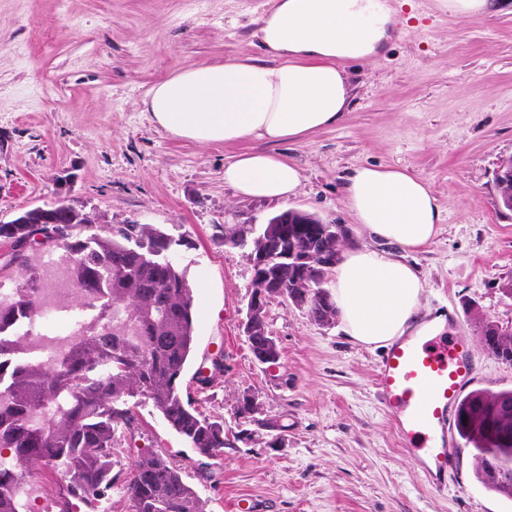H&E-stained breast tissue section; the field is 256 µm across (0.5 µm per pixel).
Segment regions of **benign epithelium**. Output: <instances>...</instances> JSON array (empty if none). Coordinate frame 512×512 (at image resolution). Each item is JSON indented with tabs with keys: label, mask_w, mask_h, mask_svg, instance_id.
Returning a JSON list of instances; mask_svg holds the SVG:
<instances>
[{
	"label": "benign epithelium",
	"mask_w": 512,
	"mask_h": 512,
	"mask_svg": "<svg viewBox=\"0 0 512 512\" xmlns=\"http://www.w3.org/2000/svg\"><path fill=\"white\" fill-rule=\"evenodd\" d=\"M498 198L512 209V155L501 160L495 175ZM303 214L298 209H290L269 220L274 225L268 236L262 235V229L255 224H239L237 241L239 246H250L249 261L252 267V293L247 305L242 330L246 336L264 337V348L259 353L258 363L272 364L279 360L280 350L276 340L267 330L264 318L267 302L271 298L288 299V281L295 285L321 289L325 313L318 320L321 326L335 323L333 298L324 288L328 271L333 268L339 256V248L323 249L321 239L329 234V229L321 228L312 232L310 249L300 251L296 248L288 232L281 228L283 224H317L319 220L310 216L304 220L297 219ZM484 331L491 332L499 340H490L485 345L486 351L502 363H509L512 356V339L500 336L496 325L484 326ZM489 475L505 486L512 487V459L500 457L488 468Z\"/></svg>",
	"instance_id": "obj_1"
}]
</instances>
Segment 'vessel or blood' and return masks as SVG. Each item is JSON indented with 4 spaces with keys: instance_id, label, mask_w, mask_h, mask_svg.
Wrapping results in <instances>:
<instances>
[{
    "instance_id": "obj_1",
    "label": "vessel or blood",
    "mask_w": 512,
    "mask_h": 512,
    "mask_svg": "<svg viewBox=\"0 0 512 512\" xmlns=\"http://www.w3.org/2000/svg\"><path fill=\"white\" fill-rule=\"evenodd\" d=\"M472 379L469 348L455 336L404 337L377 366L380 402L433 486L445 483L452 466L457 404Z\"/></svg>"
}]
</instances>
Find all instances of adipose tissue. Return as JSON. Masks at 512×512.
I'll return each mask as SVG.
<instances>
[{"instance_id":"ef3b65f1","label":"adipose tissue","mask_w":512,"mask_h":512,"mask_svg":"<svg viewBox=\"0 0 512 512\" xmlns=\"http://www.w3.org/2000/svg\"><path fill=\"white\" fill-rule=\"evenodd\" d=\"M397 24L390 0H274L252 33L261 59L228 56L178 71L143 106L162 129L201 145L259 140L225 164L224 182L241 197L285 201L299 192L302 173L268 144L339 123L353 93L343 61L378 55ZM344 197L356 224L389 249L341 250L331 294L352 341L387 347L419 321L426 282L406 257L434 241L442 209L425 179L393 166L357 168Z\"/></svg>"}]
</instances>
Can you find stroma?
<instances>
[{
  "label": "stroma",
  "mask_w": 512,
  "mask_h": 512,
  "mask_svg": "<svg viewBox=\"0 0 512 512\" xmlns=\"http://www.w3.org/2000/svg\"><path fill=\"white\" fill-rule=\"evenodd\" d=\"M268 0H0V220L66 194L106 224H153L177 242L196 310L185 381L200 411L234 445L199 456L153 412L135 409L117 449L129 474L144 449L162 452L197 491L205 512H512V500L476 478L464 441L446 487L426 480L379 400L382 352L323 327L279 299L266 308L277 363L255 361L240 327L251 295L247 249L224 245L225 226L263 224L300 209L368 243L343 194L375 164L425 178L445 215L424 252L408 256L427 286L420 315H447L474 359L473 387L512 388V365L488 355L471 308L512 326V216L497 206L495 172L512 155V13L478 21L399 9L400 38L381 56L348 62L354 96L343 120L273 145L294 159L302 185L285 202L242 198L224 163L252 141L200 145L153 124L142 101L171 74L227 56L255 57L251 33ZM221 356L223 372L195 381ZM256 395L253 419L239 413ZM286 444L271 449V425Z\"/></svg>",
  "instance_id": "stroma-1"
}]
</instances>
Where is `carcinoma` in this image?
Returning a JSON list of instances; mask_svg holds the SVG:
<instances>
[{
  "instance_id": "carcinoma-1",
  "label": "carcinoma",
  "mask_w": 512,
  "mask_h": 512,
  "mask_svg": "<svg viewBox=\"0 0 512 512\" xmlns=\"http://www.w3.org/2000/svg\"><path fill=\"white\" fill-rule=\"evenodd\" d=\"M0 224V240L26 269L6 299L0 298V512H20L22 496L49 471L60 479L58 512H78L112 495L116 436L134 414L128 400L149 404L200 456L224 455V424L195 406L182 381L195 347L193 290L187 269L164 261L171 237L153 224H95L59 209L52 223ZM42 234L72 264L79 301L99 308L98 325L73 338L69 350L47 364L24 358L17 325L41 307L39 266L17 252ZM304 295L315 319L323 312L316 293ZM512 409V389L481 388L459 402L455 430L470 446L476 477L489 490L512 494L492 481L482 456L506 447L487 421ZM131 512H204L196 490L164 454L147 449L124 485Z\"/></svg>"
}]
</instances>
